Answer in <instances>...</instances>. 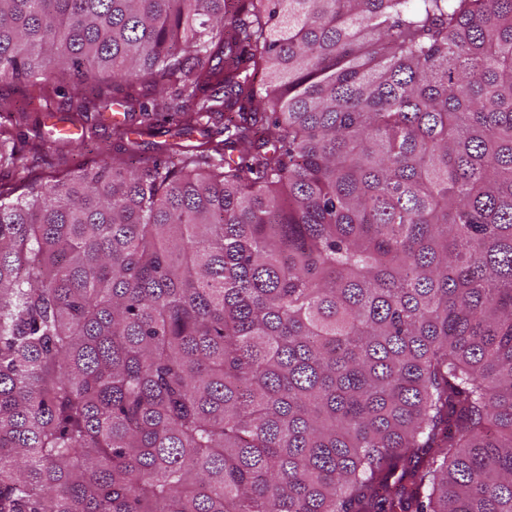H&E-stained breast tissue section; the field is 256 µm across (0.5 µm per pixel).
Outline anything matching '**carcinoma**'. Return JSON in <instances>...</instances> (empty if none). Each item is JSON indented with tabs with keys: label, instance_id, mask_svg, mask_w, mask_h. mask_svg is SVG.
<instances>
[{
	"label": "carcinoma",
	"instance_id": "1",
	"mask_svg": "<svg viewBox=\"0 0 512 512\" xmlns=\"http://www.w3.org/2000/svg\"><path fill=\"white\" fill-rule=\"evenodd\" d=\"M20 80L224 139L0 188V512H512V0H0Z\"/></svg>",
	"mask_w": 512,
	"mask_h": 512
}]
</instances>
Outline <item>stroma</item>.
Wrapping results in <instances>:
<instances>
[{
	"label": "stroma",
	"instance_id": "stroma-1",
	"mask_svg": "<svg viewBox=\"0 0 512 512\" xmlns=\"http://www.w3.org/2000/svg\"><path fill=\"white\" fill-rule=\"evenodd\" d=\"M34 93V87L27 82L0 83V97L16 106L26 107L28 115L26 121L18 124L8 113L0 112V129L7 132V141L0 146V151L7 155L6 160L0 162L1 187H20L27 178L48 182L56 175L93 169L101 161L111 159L116 151L112 124L103 120L101 113L77 111L69 101L71 90L66 86L42 106L31 103ZM54 118L74 124L87 143L86 149L76 150L65 136L52 135L50 121ZM119 120L136 128L137 150L144 156L155 155L158 146L175 141L196 145L207 136L218 138L222 129L221 121L216 120L208 132L197 131L179 138L174 126L164 122L148 129L141 127L139 114L126 106L120 107Z\"/></svg>",
	"mask_w": 512,
	"mask_h": 512
}]
</instances>
